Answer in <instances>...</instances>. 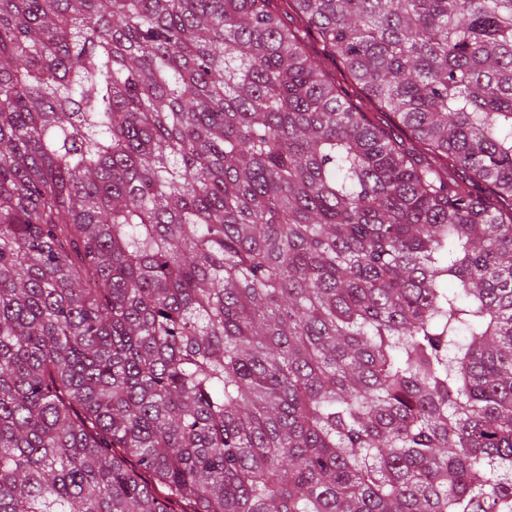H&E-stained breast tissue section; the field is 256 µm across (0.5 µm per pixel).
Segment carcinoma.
Here are the masks:
<instances>
[{"label":"carcinoma","instance_id":"obj_1","mask_svg":"<svg viewBox=\"0 0 512 512\" xmlns=\"http://www.w3.org/2000/svg\"><path fill=\"white\" fill-rule=\"evenodd\" d=\"M271 2L0 0V512H512V0Z\"/></svg>","mask_w":512,"mask_h":512}]
</instances>
